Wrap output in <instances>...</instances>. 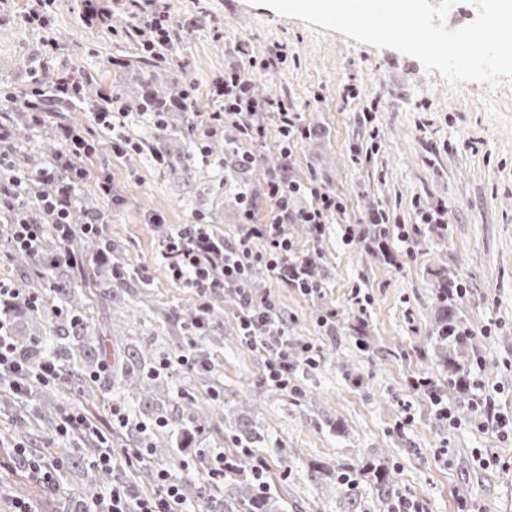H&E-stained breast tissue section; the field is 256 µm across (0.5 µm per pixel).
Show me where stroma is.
<instances>
[{
    "instance_id": "1",
    "label": "stroma",
    "mask_w": 512,
    "mask_h": 512,
    "mask_svg": "<svg viewBox=\"0 0 512 512\" xmlns=\"http://www.w3.org/2000/svg\"><path fill=\"white\" fill-rule=\"evenodd\" d=\"M168 2L179 22L176 53L185 64L159 69L158 87L174 96L195 88L197 111H215L206 90L225 68L248 67L250 59L286 45V62L277 71L256 74L254 88L258 96L287 100L312 135L287 161L273 141L251 145L255 163L247 181L262 187L286 162L294 179L316 174L343 199L344 222L354 225L356 234L344 240L333 224L316 241L306 225H289L295 252L315 258L321 293L304 295L261 274L251 280L255 294L275 298L291 335L319 348L312 366L303 353H294L292 389L267 380L265 355L244 342L236 304L220 297L216 303L224 315L199 341L206 369L167 379L164 405L170 417L185 395L219 392L204 411L201 430L158 427L154 417L142 416L138 391L118 380L109 400L131 419H143L148 429L171 437L172 447L158 449L155 460L163 468L179 467L189 512H208L206 466L195 461L196 449L232 455V436L243 420L263 437L259 453L288 512H328L335 503L334 485L313 481L316 466L326 472L354 468L366 486L374 482L373 467L392 470L400 500L416 512H512V439L470 426V393L448 394L461 421L452 427L439 421L428 397L411 386L420 373L436 380L442 375L431 340L436 273L442 270L467 287L462 310L477 333L486 395L495 411L512 417V79L493 88L477 82L455 87L396 49L358 43L250 0ZM94 5L110 10L106 23L82 20L83 0H59L52 19L59 48L46 58L40 55L39 32L0 20V83L24 88L38 59L46 82L67 73L87 78L86 103L63 105L54 127L29 130L18 145L29 164L43 163L46 150L65 148L62 123L95 143L94 168L111 174L125 202L112 205L91 180L81 193L105 215L129 273L122 280L103 279L112 300L90 313L88 333L99 352L118 354L134 343L160 357L189 347L187 324L196 305L191 290L169 279L162 241L176 224H207L215 235L234 238L240 184L228 175L235 158L222 138L210 140L209 163L197 160L198 137L179 106H171L160 127L137 110L142 90L134 79L141 54L134 22L113 9L112 0ZM206 12L223 15V38L204 24ZM241 45L246 54H238ZM350 83L361 98L344 97ZM113 89L124 93L123 132L142 152L116 156L111 133L91 120L90 102ZM367 98L379 103L374 139L358 120ZM355 144L369 150L368 160L352 163ZM156 152L165 156L164 166L155 164ZM416 197L445 202L447 224L420 223L411 205ZM378 208L388 210L394 222L381 247L367 222ZM155 215L161 223H152ZM401 225L413 229L409 242L398 238ZM355 288L368 299L362 315L349 302ZM331 309L337 312L336 327L328 332L318 319ZM0 433L12 434L33 454L54 443L52 430L32 431L25 408L0 411ZM0 483L39 500L42 512H66L63 498L45 494L1 449Z\"/></svg>"
}]
</instances>
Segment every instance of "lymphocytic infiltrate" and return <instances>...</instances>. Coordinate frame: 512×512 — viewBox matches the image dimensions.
I'll return each instance as SVG.
<instances>
[{
	"mask_svg": "<svg viewBox=\"0 0 512 512\" xmlns=\"http://www.w3.org/2000/svg\"><path fill=\"white\" fill-rule=\"evenodd\" d=\"M115 2L131 16L143 57L158 64L178 65L179 58L174 52L177 22L167 0ZM285 58V47L277 46L261 60L251 61L249 68H230L209 85L207 96L219 108L203 113L192 124L201 141V162L209 160V139L226 134L243 147L238 155L239 167L250 168L255 158L248 152V145L266 140L272 129L277 132L276 143L282 157H291L294 147L306 138L307 130L286 100L257 97L252 77L256 70L277 69ZM85 86L80 77L61 78L49 84L36 75L22 93L0 88V99L22 101L29 125L38 128L45 124L51 107L83 100ZM12 122L10 111L0 110V212L11 219L9 247L36 255L47 232H54L63 240L70 235V213L80 201L78 190L89 176L86 161L95 146L80 131L67 127L63 130L65 149L53 161L20 167L7 146ZM263 193L269 208L260 213L254 208L252 192H241L238 202L242 222L234 240L215 236L205 224H182L166 235L161 256L171 280L179 287L191 289L195 296L190 331L204 335L205 318L213 298L233 294L243 338L253 348L268 353L266 377L284 389L293 370L290 351L297 345L271 295L256 296L250 282L254 275L262 274L304 294L320 293V283L310 280L308 273L313 256L296 255L286 228L304 224L314 239H321L328 225L345 214L346 206L317 176L299 182L286 166L267 177ZM300 196L308 197L307 207H295L294 200ZM34 205L43 212V220L29 218L28 212ZM5 374L15 377L11 394L14 402L22 405L32 401L38 386L56 380L59 368L49 356L27 359L19 355L10 323L0 319V376ZM152 464L145 447L118 451L107 444L96 449L92 467L111 473L113 479L108 490L81 512H184L182 479L174 470L157 469L155 489L146 495L135 492L115 475L120 467L131 471Z\"/></svg>",
	"mask_w": 512,
	"mask_h": 512,
	"instance_id": "1",
	"label": "lymphocytic infiltrate"
}]
</instances>
